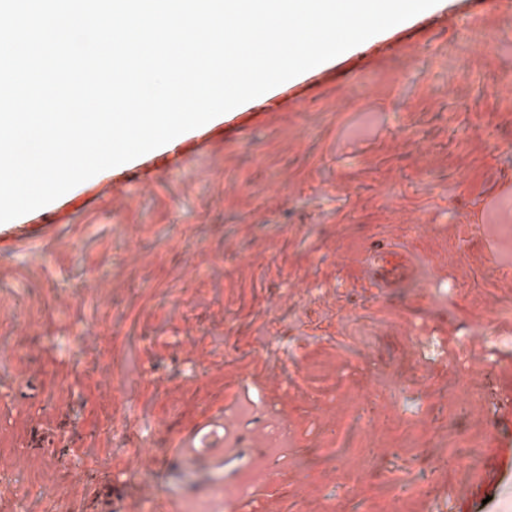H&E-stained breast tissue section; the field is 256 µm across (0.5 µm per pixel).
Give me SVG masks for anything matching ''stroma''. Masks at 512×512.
<instances>
[{
	"label": "stroma",
	"mask_w": 512,
	"mask_h": 512,
	"mask_svg": "<svg viewBox=\"0 0 512 512\" xmlns=\"http://www.w3.org/2000/svg\"><path fill=\"white\" fill-rule=\"evenodd\" d=\"M481 38L490 50L472 54L470 41ZM318 71L290 81L306 103L234 108L223 138L149 186L135 172L113 185L107 169L71 189L79 209L52 202L53 222L25 214L0 223V342L15 349L0 377L57 392L50 415L0 406L10 432L0 444L28 459L0 473V512H15L22 490L28 512L55 500L100 512L107 498L119 512H141L112 486L129 461L110 431L121 401L103 392L99 371L121 361L140 437L169 413L186 433L229 392L243 416L287 424L307 465L334 423L360 411L353 397L364 392L375 414L361 447L392 454L374 457L364 477L323 487L338 512L371 503L384 512H512V406L502 404L512 398V278L491 273L512 256V240L500 236L512 225V195L503 193L512 101L496 92L512 78V9L438 0ZM464 212L483 227L468 247ZM416 217L413 244L434 278L410 301L374 300L360 251ZM472 319L492 334L471 335ZM228 337L235 352L224 349ZM61 425L71 431L66 446L49 441ZM49 455L81 465L89 480L30 484L28 472ZM234 467L168 464L171 512L223 502ZM394 475L422 483L423 494L391 503L384 489ZM306 485L305 468L284 460L243 506L274 493L288 512H318L320 496Z\"/></svg>",
	"instance_id": "stroma-1"
}]
</instances>
